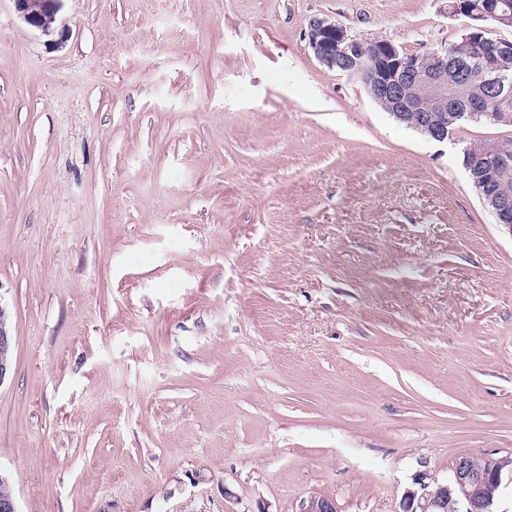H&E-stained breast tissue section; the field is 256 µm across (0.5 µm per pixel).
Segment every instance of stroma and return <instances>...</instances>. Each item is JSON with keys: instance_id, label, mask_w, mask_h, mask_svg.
I'll return each mask as SVG.
<instances>
[{"instance_id": "stroma-1", "label": "stroma", "mask_w": 512, "mask_h": 512, "mask_svg": "<svg viewBox=\"0 0 512 512\" xmlns=\"http://www.w3.org/2000/svg\"><path fill=\"white\" fill-rule=\"evenodd\" d=\"M407 54L448 0H0V472L18 512H398L512 460V230L308 44ZM64 0H13L19 17L44 36L57 34L54 42L61 44L66 36V28H58V13ZM14 336L7 309L0 302V384L10 375L13 366Z\"/></svg>"}]
</instances>
